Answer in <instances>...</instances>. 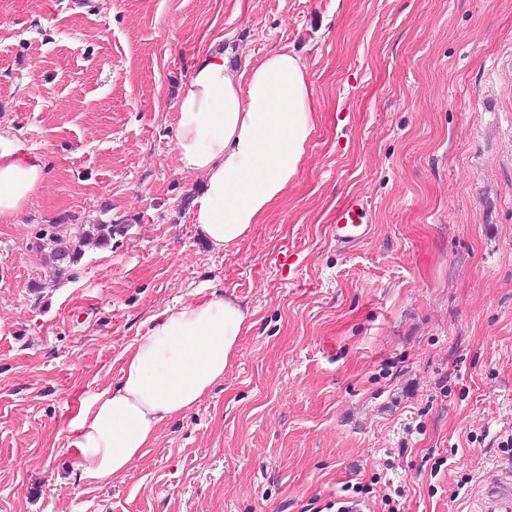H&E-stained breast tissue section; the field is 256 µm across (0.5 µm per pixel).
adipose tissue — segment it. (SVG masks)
Segmentation results:
<instances>
[{
	"label": "adipose tissue",
	"mask_w": 512,
	"mask_h": 512,
	"mask_svg": "<svg viewBox=\"0 0 512 512\" xmlns=\"http://www.w3.org/2000/svg\"><path fill=\"white\" fill-rule=\"evenodd\" d=\"M301 59L269 52L231 68L220 52L200 57L176 104L183 172L204 179L192 206L215 249L239 246L297 177L316 129ZM46 168L0 128V221L16 218ZM247 315L228 297L171 307L126 353L120 382L83 403L70 424L72 467L94 487L112 482L152 447L161 423L198 403L237 354Z\"/></svg>",
	"instance_id": "1"
}]
</instances>
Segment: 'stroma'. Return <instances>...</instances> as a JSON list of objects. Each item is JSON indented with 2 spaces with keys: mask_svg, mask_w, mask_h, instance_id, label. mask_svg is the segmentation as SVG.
<instances>
[{
  "mask_svg": "<svg viewBox=\"0 0 512 512\" xmlns=\"http://www.w3.org/2000/svg\"><path fill=\"white\" fill-rule=\"evenodd\" d=\"M307 68L314 135L239 247L189 211L195 62ZM47 178L0 222V512H466L512 471V0H0V128ZM370 237L331 236L350 196ZM119 224L56 275L46 240ZM234 296L238 355L127 473L70 469L81 402L165 308Z\"/></svg>",
  "mask_w": 512,
  "mask_h": 512,
  "instance_id": "obj_1",
  "label": "stroma"
}]
</instances>
